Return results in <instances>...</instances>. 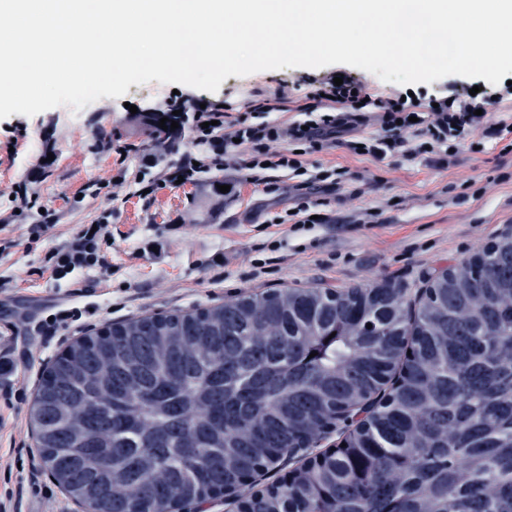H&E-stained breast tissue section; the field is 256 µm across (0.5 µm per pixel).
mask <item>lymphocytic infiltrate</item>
Masks as SVG:
<instances>
[{
    "label": "lymphocytic infiltrate",
    "mask_w": 512,
    "mask_h": 512,
    "mask_svg": "<svg viewBox=\"0 0 512 512\" xmlns=\"http://www.w3.org/2000/svg\"><path fill=\"white\" fill-rule=\"evenodd\" d=\"M314 100L331 97L337 109L324 112L307 120L306 123H292L286 126L263 120L248 124L240 120H228L226 113L208 106L194 111L193 129L195 141L207 148L206 155L196 158L184 155L180 161L164 172L167 181H196L201 170L223 166L226 156L234 143L257 144L263 141L287 142L288 147L281 152L266 150L256 152L247 163L249 170L261 172L264 166L288 169L304 179L303 186L312 190L318 184L328 182L340 185L343 171L332 169L308 173L303 156L306 149H328L339 145L353 154L382 159L398 153L407 155H444L455 157L457 145L465 134L483 129L486 118L482 111L489 101L482 94L460 97L457 90H449L439 96L436 106L427 107L425 112H417L413 98L392 97L382 106L380 112L371 114L365 111L363 102L367 96L364 86L352 78H344L342 85H335L332 77L315 80ZM375 121L378 132L362 141H340L342 132L367 121ZM413 131L417 143H410L406 131ZM109 237V217L101 215L96 225H81L73 237L48 250L43 258V266L55 280L68 278L75 272L96 267H108L109 261L103 246ZM83 310L78 306L46 308L44 316L35 321L34 335L26 345L29 359H36L48 339L63 329L79 322Z\"/></svg>",
    "instance_id": "lymphocytic-infiltrate-1"
}]
</instances>
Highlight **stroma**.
Segmentation results:
<instances>
[{
    "mask_svg": "<svg viewBox=\"0 0 512 512\" xmlns=\"http://www.w3.org/2000/svg\"><path fill=\"white\" fill-rule=\"evenodd\" d=\"M330 67L285 68L230 76L214 93L151 81L130 85L125 97L97 100L80 111L59 106L33 116L0 120V238L15 239L0 260L8 292L0 294V332L22 330V320L44 308L92 305L89 331L128 318L221 305L242 293L280 288H349L390 280L416 291L434 271L461 261L512 226V100L490 107L492 130L467 135L454 164L396 155L384 160L343 147L311 150L308 170L342 168L340 187L320 193L327 224H277L304 194L300 179L270 169L253 180L244 163L255 145L228 156L224 169L201 173L197 182H159L140 194L137 172L152 153L164 171L187 152L200 153L191 126L172 150L158 148L139 112L173 92L227 108L241 120L255 104L278 99L269 121L303 120L313 79ZM503 134H495L496 126ZM131 142L121 157L109 143ZM53 160H45L46 152ZM236 182L225 199L217 186ZM105 181L108 193L88 186ZM27 185L38 209L14 212L12 196ZM111 211L105 247L111 270L93 269L54 281L41 259L83 224ZM51 215L49 234L29 243L27 228ZM78 337L60 331L41 359L19 361L11 396H0V499L22 495V512H79L42 466L30 411L45 362Z\"/></svg>",
    "mask_w": 512,
    "mask_h": 512,
    "instance_id": "1",
    "label": "stroma"
}]
</instances>
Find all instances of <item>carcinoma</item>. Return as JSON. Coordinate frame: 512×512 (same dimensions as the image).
Segmentation results:
<instances>
[{
    "label": "carcinoma",
    "mask_w": 512,
    "mask_h": 512,
    "mask_svg": "<svg viewBox=\"0 0 512 512\" xmlns=\"http://www.w3.org/2000/svg\"><path fill=\"white\" fill-rule=\"evenodd\" d=\"M185 112L146 116L151 139ZM32 418L86 512H512V229L413 299L286 288L114 322L45 367Z\"/></svg>",
    "instance_id": "1"
}]
</instances>
